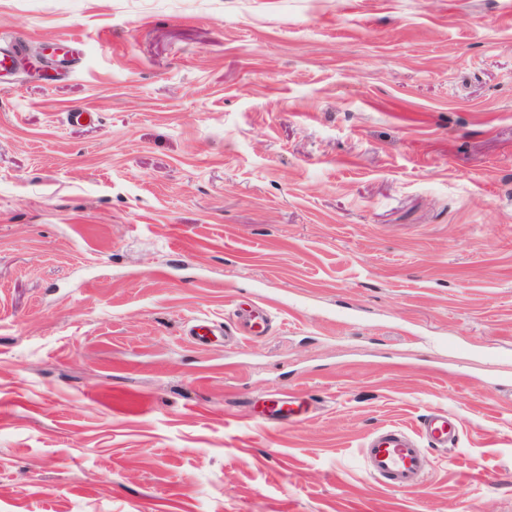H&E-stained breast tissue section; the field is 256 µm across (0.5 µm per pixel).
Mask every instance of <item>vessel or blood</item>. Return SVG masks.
I'll use <instances>...</instances> for the list:
<instances>
[{
    "mask_svg": "<svg viewBox=\"0 0 512 512\" xmlns=\"http://www.w3.org/2000/svg\"><path fill=\"white\" fill-rule=\"evenodd\" d=\"M243 334L254 339L268 334L271 317L262 306L253 304L241 314ZM223 328L209 318L192 321L190 334L195 343H209L211 337L222 335ZM271 419L282 422L301 416L305 408L301 399L291 392L271 395L267 400ZM459 431L452 416L436 410L425 416L417 430L397 427L379 429L366 437L363 455L368 472L383 485L403 491L422 488L432 465L429 454L433 448L455 446Z\"/></svg>",
    "mask_w": 512,
    "mask_h": 512,
    "instance_id": "1",
    "label": "vessel or blood"
}]
</instances>
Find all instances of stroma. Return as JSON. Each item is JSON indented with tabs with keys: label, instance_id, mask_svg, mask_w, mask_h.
<instances>
[{
	"label": "stroma",
	"instance_id": "35a3bbf8",
	"mask_svg": "<svg viewBox=\"0 0 512 512\" xmlns=\"http://www.w3.org/2000/svg\"><path fill=\"white\" fill-rule=\"evenodd\" d=\"M0 30L77 57L0 74V512H512V0H0ZM280 391L306 419H265ZM434 409L458 443L381 485L367 435ZM243 324L242 335L254 339L268 334L271 328L270 314L262 306L252 304L241 313ZM223 333L222 326L215 324L207 317L194 318L189 332L196 344H207L210 342L211 336H222Z\"/></svg>",
	"mask_w": 512,
	"mask_h": 512
}]
</instances>
